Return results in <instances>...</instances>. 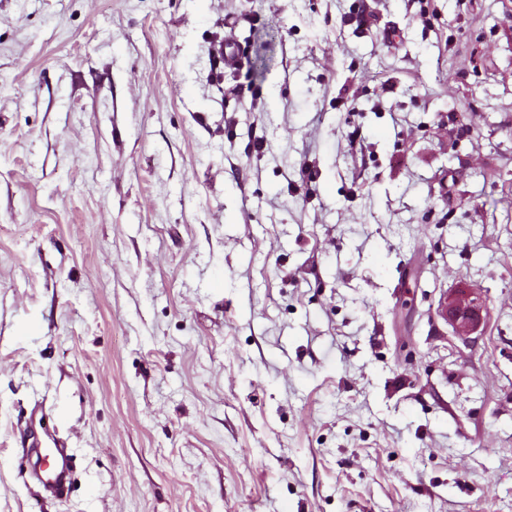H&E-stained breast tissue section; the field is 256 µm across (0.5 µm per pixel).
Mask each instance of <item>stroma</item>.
<instances>
[{
	"mask_svg": "<svg viewBox=\"0 0 512 512\" xmlns=\"http://www.w3.org/2000/svg\"><path fill=\"white\" fill-rule=\"evenodd\" d=\"M0 512H512V0H0ZM455 336L468 338L477 333L485 321L482 297L474 288H466L448 295L442 313ZM37 456L36 475L47 488H56L66 482L69 458L59 448H33Z\"/></svg>",
	"mask_w": 512,
	"mask_h": 512,
	"instance_id": "stroma-1",
	"label": "stroma"
}]
</instances>
